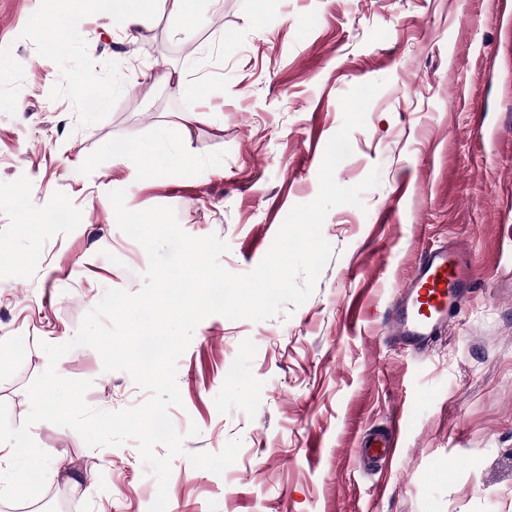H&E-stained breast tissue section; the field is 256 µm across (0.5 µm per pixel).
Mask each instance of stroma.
Here are the masks:
<instances>
[{
    "label": "stroma",
    "mask_w": 512,
    "mask_h": 512,
    "mask_svg": "<svg viewBox=\"0 0 512 512\" xmlns=\"http://www.w3.org/2000/svg\"><path fill=\"white\" fill-rule=\"evenodd\" d=\"M65 8L81 37L43 52L44 15ZM169 7L122 27L83 0H0V402L12 426L27 389L106 289L141 287L145 250L117 226L129 209L174 208L189 235L217 234L229 272L253 270L290 210L319 192L340 98L383 81L351 155L363 207L328 213L332 257L313 295L267 320L213 315L178 362L184 434L167 512H512V20L502 0H220L192 32ZM91 78L104 107L76 86ZM174 149L141 151L189 118ZM459 248L466 301L423 351L391 343L383 316L422 255ZM27 338L24 356L15 338ZM242 370L229 378L226 366ZM58 373L88 379L94 408L148 391L81 346ZM199 435H189L190 425ZM51 457L44 493L0 512H148L158 481L136 440L92 448L73 429H30ZM391 438L389 459L361 449ZM242 442L222 474L195 452Z\"/></svg>",
    "instance_id": "1"
}]
</instances>
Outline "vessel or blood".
Returning a JSON list of instances; mask_svg holds the SVG:
<instances>
[{"label": "vessel or blood", "instance_id": "obj_1", "mask_svg": "<svg viewBox=\"0 0 512 512\" xmlns=\"http://www.w3.org/2000/svg\"><path fill=\"white\" fill-rule=\"evenodd\" d=\"M471 280V267L459 253L444 247L427 251L401 290L390 320L392 335L413 348L427 345L468 293Z\"/></svg>", "mask_w": 512, "mask_h": 512}]
</instances>
